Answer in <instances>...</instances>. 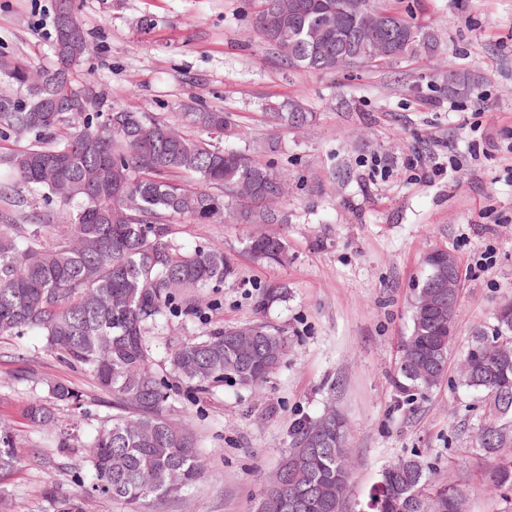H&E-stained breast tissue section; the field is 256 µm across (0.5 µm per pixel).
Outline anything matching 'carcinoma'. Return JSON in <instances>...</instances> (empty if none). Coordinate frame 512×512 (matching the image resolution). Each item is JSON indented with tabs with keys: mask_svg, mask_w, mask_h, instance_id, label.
<instances>
[{
	"mask_svg": "<svg viewBox=\"0 0 512 512\" xmlns=\"http://www.w3.org/2000/svg\"><path fill=\"white\" fill-rule=\"evenodd\" d=\"M261 0L253 25L264 45L288 66L310 71L350 67L352 55L371 47L349 43L336 47V34L315 29L343 0ZM345 24L354 34L368 11L397 17V30L384 33L390 51L383 60L424 53L436 55L437 39L425 28L379 0H354ZM70 54L77 62L91 46L73 16ZM75 68L48 67L14 56H0V80L14 87L0 98V138L24 146L0 156L5 177L0 183V334L31 331L44 337L47 350L69 368L84 369L112 401L111 418L85 444L94 482L85 493L120 500L131 512L190 490L205 470L197 435L168 416V377L154 369L148 335L168 314L198 313L197 293L235 275L234 263L217 245L187 250L173 240L172 213L193 224H209L236 204L245 224H277L287 217L273 208L285 179L262 160L182 131L150 112H40L45 99L82 90ZM448 95L471 93L478 78L447 64ZM276 119L302 126L311 113L299 101ZM188 124L224 137L229 121L222 112L190 108ZM195 177L193 188L183 175ZM66 209L48 205L27 208L15 184ZM257 188L241 202L242 191ZM256 263L288 261L281 237L261 233L246 247ZM448 254L434 247L424 253L423 271L412 298V325L402 341L394 377L399 396L411 401L435 388L448 370L454 336L448 312H456L460 289L448 290ZM288 301V285L263 287L260 311ZM492 333H480L466 353L462 384L486 393L488 420L479 432L480 447L494 452L507 441L508 429L493 419L512 413V361H504V336L512 332V304L499 308ZM251 334L255 353L242 358L235 338ZM279 352L269 359L268 349ZM288 338L263 323L225 328L168 348L169 377L197 391L233 383L257 388L280 366ZM55 399L80 405L83 394L67 385L52 390ZM49 406L35 399L27 419L43 425ZM346 424L333 411L305 419L290 431V450L282 458L279 478L264 496L285 503L287 512H344L350 479ZM15 436L0 425V481L16 467ZM433 480L415 458H399L382 471L371 495L373 512H460L458 499Z\"/></svg>",
	"mask_w": 512,
	"mask_h": 512,
	"instance_id": "carcinoma-1",
	"label": "carcinoma"
}]
</instances>
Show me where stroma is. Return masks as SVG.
Wrapping results in <instances>:
<instances>
[{"label":"stroma","instance_id":"1","mask_svg":"<svg viewBox=\"0 0 512 512\" xmlns=\"http://www.w3.org/2000/svg\"><path fill=\"white\" fill-rule=\"evenodd\" d=\"M439 42V54L370 69L309 72L266 49L253 27L258 0H76L91 51L77 72L109 103L177 121L189 99L224 112L229 143L287 179L268 225L288 243L286 264L253 263L254 232L231 215L209 224L171 216L182 245L221 246L235 277L200 293V313L169 316L149 336L156 371L168 345L216 328L264 323L290 343L258 389L226 384L194 399L173 395L171 417L200 436L206 470L190 493L149 512H255L265 485L303 419L336 410L348 424L351 480L346 512H364L382 469L413 455L461 512H512V489L490 476L512 461V443L495 454L478 440L487 402L465 387L459 366L478 332L512 301V0H388ZM55 0H0V55L53 60L37 16L53 19ZM479 78L476 93L448 94L444 61ZM300 100L314 120L273 122L271 102ZM460 167L447 173L449 157ZM346 179H339V171ZM433 247L461 262L456 337L448 371L422 398L398 399L393 378L412 324L411 300L422 256ZM286 282L287 303L258 311L263 285ZM58 383L83 394L77 446L57 445L73 409L57 404L53 424L30 427L26 409ZM112 414L92 375L60 363L42 337L0 336V422L16 436L19 465L0 495V512H129L120 501L82 494L87 431Z\"/></svg>","mask_w":512,"mask_h":512}]
</instances>
